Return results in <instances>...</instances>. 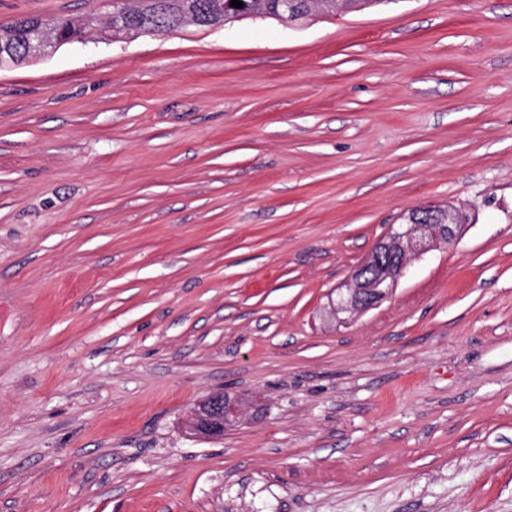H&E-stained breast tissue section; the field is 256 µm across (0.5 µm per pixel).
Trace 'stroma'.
<instances>
[{
	"instance_id": "obj_1",
	"label": "stroma",
	"mask_w": 512,
	"mask_h": 512,
	"mask_svg": "<svg viewBox=\"0 0 512 512\" xmlns=\"http://www.w3.org/2000/svg\"><path fill=\"white\" fill-rule=\"evenodd\" d=\"M113 10L0 0V25ZM428 205L462 238L332 315ZM218 391L244 415L186 432ZM0 512H512V0L1 69Z\"/></svg>"
}]
</instances>
